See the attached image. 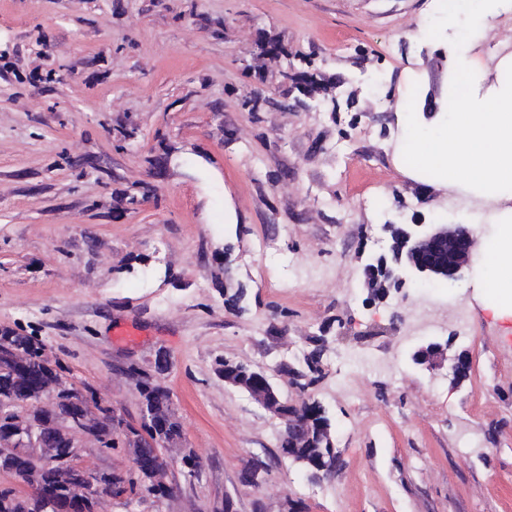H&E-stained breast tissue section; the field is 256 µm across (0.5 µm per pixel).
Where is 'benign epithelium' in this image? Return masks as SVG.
<instances>
[{"instance_id":"1","label":"benign epithelium","mask_w":512,"mask_h":512,"mask_svg":"<svg viewBox=\"0 0 512 512\" xmlns=\"http://www.w3.org/2000/svg\"><path fill=\"white\" fill-rule=\"evenodd\" d=\"M448 109V100L434 92H429L425 98L423 112L427 115L436 112H445ZM393 240L392 249L394 257L392 263H387L384 254L371 255L364 266L369 299L384 300L388 297L390 289L387 282L404 283L407 280H428L437 276H446L454 281L461 279L464 272L469 269L474 252L478 245L477 236L468 227L462 224H393L384 225ZM412 362L426 370L439 369L448 364V374L452 375V382L462 380L459 370L468 365L465 353L451 352V343H443L432 339L420 346L411 355ZM253 398L266 411L281 418L284 403L274 393L251 391ZM95 416L103 418L112 417V408L105 404H98L97 411L93 412L89 404H81L71 415L55 421L54 427L77 439L75 456L60 458L51 448L39 447V441L34 438L38 423L33 420L17 419L12 424L11 437L0 443L6 449L16 448L27 455L35 464L49 463L53 465L58 479L65 485L77 490L73 503L64 504L51 499L47 508L51 512H75L78 505H94L105 494L112 492V488L101 481V472L89 467L82 460V453L87 448H101L111 438L118 435L114 430L107 435L99 429L90 426V419ZM294 420L289 432L297 435L294 447L288 449V456L300 458V462L307 463L313 468V476L320 480L328 477L334 467L321 459L308 458L307 441L311 434L312 420L302 413L292 414ZM187 458L198 460L191 449L183 450L178 456L167 458V462L153 466L144 472L146 490L143 494L149 496L155 492L171 486L169 476L178 463Z\"/></svg>"}]
</instances>
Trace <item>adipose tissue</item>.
Returning a JSON list of instances; mask_svg holds the SVG:
<instances>
[{
  "label": "adipose tissue",
  "mask_w": 512,
  "mask_h": 512,
  "mask_svg": "<svg viewBox=\"0 0 512 512\" xmlns=\"http://www.w3.org/2000/svg\"><path fill=\"white\" fill-rule=\"evenodd\" d=\"M504 2L447 0L442 20L451 27L468 21L488 41L489 18ZM400 120L411 174L433 171L437 185L466 191L489 207L491 230L479 240L472 286L483 309L512 320V83L484 95L471 86L455 111L431 120L413 112Z\"/></svg>",
  "instance_id": "ef3b65f1"
}]
</instances>
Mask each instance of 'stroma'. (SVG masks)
<instances>
[{
  "mask_svg": "<svg viewBox=\"0 0 512 512\" xmlns=\"http://www.w3.org/2000/svg\"><path fill=\"white\" fill-rule=\"evenodd\" d=\"M492 24L495 40L468 38L435 0H0V327L41 340L117 420L139 415L127 368L165 352L178 443L200 460L195 478L172 470L171 497L110 512H512V332L473 271L372 305L362 272L388 224L489 231L396 156L398 113L447 92L459 53L497 87L512 9ZM290 73L312 77V110ZM434 308L440 327L409 335ZM121 325L136 339L114 341ZM432 336L466 353L462 383L410 361ZM316 347L314 381L291 383ZM223 359L326 409L329 478L289 464L282 421L225 384ZM255 458L258 487L240 479Z\"/></svg>",
  "mask_w": 512,
  "mask_h": 512,
  "instance_id": "1",
  "label": "stroma"
}]
</instances>
